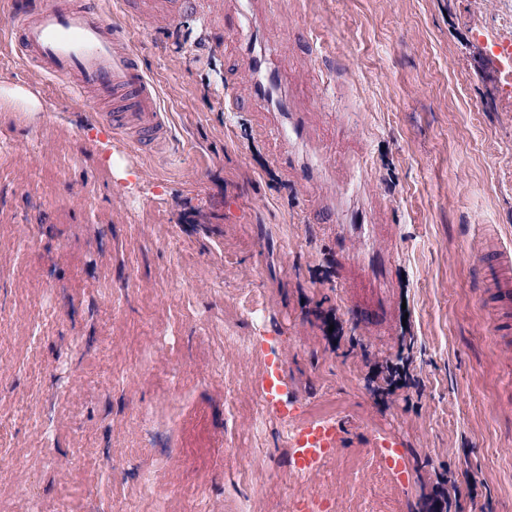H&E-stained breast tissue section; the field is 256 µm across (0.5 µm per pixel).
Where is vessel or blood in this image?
I'll return each instance as SVG.
<instances>
[{"label":"vessel or blood","mask_w":512,"mask_h":512,"mask_svg":"<svg viewBox=\"0 0 512 512\" xmlns=\"http://www.w3.org/2000/svg\"><path fill=\"white\" fill-rule=\"evenodd\" d=\"M9 25L19 31L17 56L41 76L61 86L91 109L111 103L100 112L102 124L123 145L161 148L171 138L168 115L158 103L154 83L136 62V53L123 25L108 18L94 0H7ZM201 14V0H133L131 15L151 22H170ZM255 86L259 96L271 98L279 88L266 55L254 59ZM336 237L348 253L371 248L357 226L336 224ZM479 286L494 308L491 338L494 354L512 365V246L493 239L486 258L476 267ZM338 286L348 304L347 312L359 334L379 339L386 322L378 293L372 288H355L347 281ZM290 352L281 351L277 366L263 380L261 398L277 415L288 413L283 399L288 384L281 373ZM344 430L339 423L312 421L294 429L287 438L295 469L306 480H317L325 461L339 454ZM378 463L395 480L407 485L410 470L398 440L377 443ZM328 502L305 496H288L286 512H328Z\"/></svg>","instance_id":"obj_1"}]
</instances>
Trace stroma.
Instances as JSON below:
<instances>
[{"instance_id":"1","label":"stroma","mask_w":512,"mask_h":512,"mask_svg":"<svg viewBox=\"0 0 512 512\" xmlns=\"http://www.w3.org/2000/svg\"><path fill=\"white\" fill-rule=\"evenodd\" d=\"M107 10L169 114L166 150L128 153L0 41V85L41 103L0 100V512H282L291 492L416 512L445 467L464 512H512V367L476 283L486 229L512 244V92L490 58L512 0H210L208 26ZM262 51L305 138L271 132ZM324 156L350 223L397 227L369 282L392 290V334L338 352L342 252L306 174ZM360 346L409 354L416 392L373 398ZM284 347L296 421L345 426L316 484L260 397ZM199 413L210 445L185 447ZM158 427L170 444L149 445ZM384 436L406 488L369 451ZM254 73L257 94L271 103L273 92L279 89V79L272 72L270 62L264 53L255 56ZM0 99L5 101H21L25 104L28 111H40V103L36 95L23 87H2L0 86Z\"/></svg>"}]
</instances>
